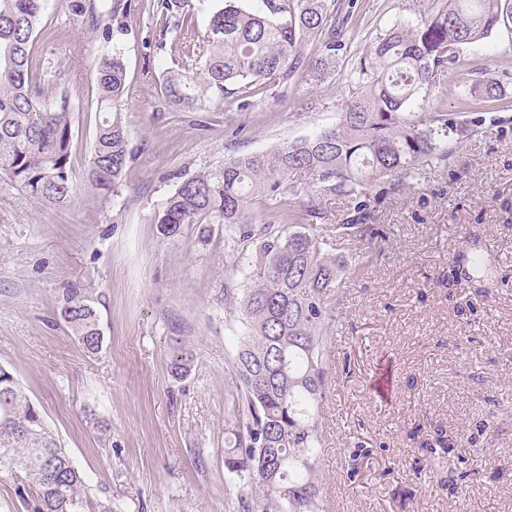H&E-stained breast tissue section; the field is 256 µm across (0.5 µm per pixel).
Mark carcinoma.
<instances>
[{
    "mask_svg": "<svg viewBox=\"0 0 512 512\" xmlns=\"http://www.w3.org/2000/svg\"><path fill=\"white\" fill-rule=\"evenodd\" d=\"M262 8L225 0L206 32L195 24L194 0H159V27L179 33L175 67L159 84L161 97L186 112L210 104L241 103L286 87L303 73L322 79L329 61L347 52L354 35L337 22L336 0H261ZM93 31L112 38L123 30L129 0L101 6L69 0ZM47 0H0V183L18 187L49 206L72 192L71 77L61 63L52 79L35 74L34 44L43 31ZM512 22V0H432L418 24H393L351 64L348 95L339 122L313 137L269 152L233 158L184 180L155 216L159 232L200 237L212 225L248 243L255 256L241 300L249 333L236 357L238 417L224 464L251 490L259 484L264 512H322L316 460L323 447L319 405L328 360L329 301L349 270L325 249L336 239L375 235L380 199L413 184L427 168H446L458 140L477 132L481 112L501 101V82L488 67L470 70L477 94L450 112L440 102L429 112L409 109L416 94L431 90L459 64L458 47L479 41ZM314 44L317 58L306 52ZM100 110L87 176L103 191L117 187L132 153L118 117L126 67L116 52L94 59ZM309 180L298 193L296 174ZM346 217L336 223L328 202ZM288 225V229L281 225ZM59 319L84 348L103 343L93 301L71 289ZM192 356L176 353L171 376H186ZM462 436L438 427L420 448L438 462L451 457ZM19 475L31 512H112V504L81 495L83 477L45 426L40 410L14 375L0 366V472Z\"/></svg>",
    "mask_w": 512,
    "mask_h": 512,
    "instance_id": "1",
    "label": "carcinoma"
}]
</instances>
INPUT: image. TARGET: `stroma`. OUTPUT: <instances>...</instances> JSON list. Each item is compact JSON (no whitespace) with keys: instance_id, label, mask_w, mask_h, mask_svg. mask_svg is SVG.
<instances>
[{"instance_id":"1","label":"stroma","mask_w":512,"mask_h":512,"mask_svg":"<svg viewBox=\"0 0 512 512\" xmlns=\"http://www.w3.org/2000/svg\"><path fill=\"white\" fill-rule=\"evenodd\" d=\"M431 2L353 0L355 51L389 24L424 20ZM44 21L52 37L36 40V61L61 59L72 73L73 189L49 207L0 188V366L38 405L87 498L110 500L114 512H259L262 487L241 502L224 465L253 253L223 226L204 240L194 229L167 237L153 219L187 177L334 127L350 63L337 56L324 80L300 75L245 108L178 112L157 93L176 44L171 33L154 46L157 0H131L125 30L108 43L66 0H48ZM107 50L127 65L120 117L132 152L109 193L86 178L103 117L92 62ZM461 56L512 72V26L463 45ZM473 92L460 69L413 109L443 102L455 112ZM481 118L454 164L381 201L384 238L369 248L329 242L354 268L330 303L325 512H512V107ZM473 236L495 281L464 293L448 270ZM69 288L98 309L99 352L57 316ZM178 349L193 356L181 380L169 371ZM438 427L475 438L456 448L450 467L461 477L450 488L419 446Z\"/></svg>"}]
</instances>
